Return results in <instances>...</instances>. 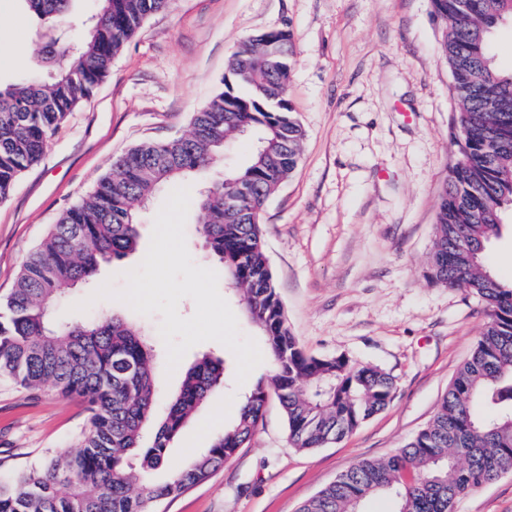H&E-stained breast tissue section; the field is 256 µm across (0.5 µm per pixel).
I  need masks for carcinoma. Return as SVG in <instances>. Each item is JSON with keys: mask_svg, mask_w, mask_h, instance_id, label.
Returning a JSON list of instances; mask_svg holds the SVG:
<instances>
[{"mask_svg": "<svg viewBox=\"0 0 512 512\" xmlns=\"http://www.w3.org/2000/svg\"><path fill=\"white\" fill-rule=\"evenodd\" d=\"M18 2L39 26L40 71L0 88V202L40 161L67 114L108 75L142 22L173 5L99 0L84 15L82 0ZM432 6L458 104L460 158L439 205L430 278L477 295L488 319L429 424L388 459L355 462L298 512H362L377 494L392 497V512H454L458 498L512 470V283L484 264L487 244L512 208V69L499 68L489 47L494 30L512 22V0H432ZM70 16L85 32L62 41L53 28ZM280 33L268 31L262 48L243 40L228 64L230 84L193 114L188 134L140 144L117 159L22 263L0 304V378L79 399L89 418L75 453L46 456L0 478V512H155L246 447L271 396L299 449L341 440L391 401L390 374L345 356L304 353L288 327L260 223L251 219L261 217L265 200L294 171L304 137L284 97L294 49L280 43ZM241 127L258 146L243 168L224 172L200 193L197 223L209 255L263 333L272 374L238 403L236 421L204 454L156 482L153 472L164 466L182 426L224 387V360L205 354L192 364L157 421L147 334L119 310L52 325L50 309L67 290L92 281L102 264L134 252L139 208L156 187L207 170ZM230 197L242 212L237 218L226 214Z\"/></svg>", "mask_w": 512, "mask_h": 512, "instance_id": "obj_1", "label": "carcinoma"}]
</instances>
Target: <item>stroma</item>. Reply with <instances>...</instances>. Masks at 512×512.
<instances>
[{"label":"stroma","instance_id":"stroma-1","mask_svg":"<svg viewBox=\"0 0 512 512\" xmlns=\"http://www.w3.org/2000/svg\"><path fill=\"white\" fill-rule=\"evenodd\" d=\"M284 27L296 51L287 98L305 136L297 168L261 215L276 289L307 354L381 369L396 390L346 438L310 450L290 445L280 405L269 399L250 444L157 512H297L350 465L389 458L429 423L487 320L478 297L428 277L436 213L459 158L458 105L431 0H174L170 11L148 17L0 203V299L59 214L85 198L116 158L185 134L193 113L223 90L241 41ZM35 28L16 0H0V46L12 50L0 59L1 85L30 74ZM170 192L156 190L140 212L136 251L102 265L97 284L124 288ZM486 266L512 280L511 212L487 246ZM127 317L155 350L156 416L197 357L224 360L223 388L171 443L166 468L154 473L161 480L234 423L238 402L270 375L271 362L240 384L232 352L205 341L170 374L161 314ZM87 419L77 400L49 389L34 396L0 379V473L74 452ZM455 512H512V471L462 496Z\"/></svg>","mask_w":512,"mask_h":512}]
</instances>
